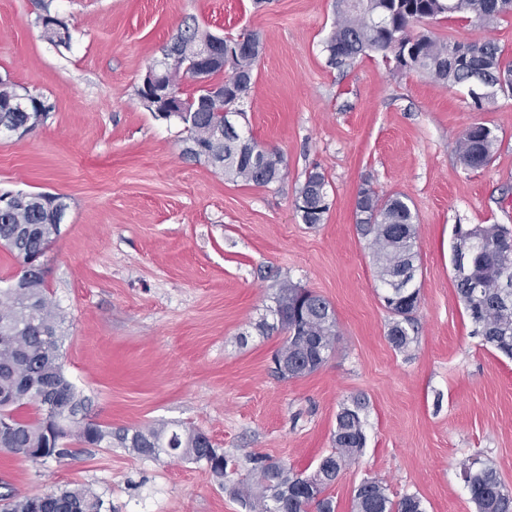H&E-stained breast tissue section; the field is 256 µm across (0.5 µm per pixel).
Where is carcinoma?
<instances>
[{
  "label": "carcinoma",
  "mask_w": 512,
  "mask_h": 512,
  "mask_svg": "<svg viewBox=\"0 0 512 512\" xmlns=\"http://www.w3.org/2000/svg\"><path fill=\"white\" fill-rule=\"evenodd\" d=\"M336 18L325 41L328 62L335 67L351 63L361 55L393 51L397 40L409 43L412 62L395 59L396 67L427 74L450 88L463 87L472 93L476 78L483 80L479 92L485 100H474L478 107L500 94L512 95V84L499 80L502 50L492 40L474 42L467 58L460 60L456 51L460 43L439 39L428 31H414L413 22L460 16L476 24H490L512 15V0H335ZM257 54L249 45L226 57L225 67L209 72L215 84L224 85V104L211 106L207 91L199 86L187 94L182 81L193 78L189 71L176 72L177 97L181 112L176 114L187 132V140L203 153L216 152L224 162V177L233 182L265 187L282 177L283 158L279 152L257 142L240 146L237 138L227 137L212 145L198 139L208 129L224 125L223 109H234L247 94L254 76ZM229 74H224V68ZM20 94L15 85L0 87V123L23 124L27 120L47 118L51 106L37 107V98L26 103V110L15 106ZM497 136L483 123L472 124L459 143L461 163L471 169L487 165L494 153ZM328 181L318 170L308 172L296 195V209L305 224H321L330 209ZM22 211L0 212V245L16 258L18 265L42 255L60 233L68 204L65 197L52 199L44 194L21 198ZM356 223L368 238L376 262L377 277L385 307L393 315L388 339L394 347L404 349L413 342L409 328L419 308V289L415 286L418 253L415 250L416 215L407 197L381 198L369 189L358 193ZM468 242L465 271L455 275L457 293L465 305L475 333L482 345L512 358V300L500 298L498 288L503 274L512 275V229L501 224H457L453 240ZM273 323L263 322L260 331H280L286 335L281 350L288 358L310 359L317 371L333 351L336 340V317L331 304L323 297L284 281L278 287L275 306L269 308ZM12 333L0 336V395L16 399L0 402V420L13 425L9 442L0 448H39L47 409L36 394L24 393L21 384L27 379H49L58 387L59 402L68 407L72 440L87 446L115 441L120 448L151 459L159 458V449L171 448L170 456L204 464L215 476L224 478L236 470V461L226 455L216 456L210 439L199 431L168 423L120 428L112 432L87 419L89 399L67 380L62 365V337L58 334L59 313L47 296L44 273H29L25 287L10 282L0 288V328ZM35 408V416L20 414L24 407ZM366 401L354 398L336 415L333 448L323 455L313 473L302 475L285 465L260 459L253 469L254 483L240 484L232 493L252 512H335L333 497L326 494L342 469L355 462L366 447L363 413ZM463 477L476 512H512V496L502 490L499 476L479 459L463 464ZM0 512H28L27 496L12 489L0 494ZM103 499L85 488L62 489L51 493L46 512H102ZM352 512H425L422 500L407 494L397 501L376 480L361 482L354 491Z\"/></svg>",
  "instance_id": "carcinoma-1"
}]
</instances>
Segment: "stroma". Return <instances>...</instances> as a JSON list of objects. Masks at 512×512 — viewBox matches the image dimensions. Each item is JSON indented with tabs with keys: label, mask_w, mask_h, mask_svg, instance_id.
I'll use <instances>...</instances> for the list:
<instances>
[{
	"label": "stroma",
	"mask_w": 512,
	"mask_h": 512,
	"mask_svg": "<svg viewBox=\"0 0 512 512\" xmlns=\"http://www.w3.org/2000/svg\"><path fill=\"white\" fill-rule=\"evenodd\" d=\"M65 19L69 47L42 36V11ZM335 0H0V75L52 104L34 131L0 139V193L48 192L68 204L47 254V288L64 318V373L106 427L179 424L239 462L206 466L122 448L67 445L35 464L0 449V485L30 494L85 486L107 512H246L232 487L250 458L310 474L332 448L336 415L362 395L367 445L328 493L351 512L358 484L426 512H475L461 464L478 458L512 495V359L483 347L454 284L453 228H512V96L475 108L466 93L382 54L329 65ZM254 33L262 53L243 100L244 131L283 157L267 187L226 180L183 153L177 122L153 117L137 89L185 25ZM439 38L494 40L512 64V16L479 26L425 22ZM498 137L492 161L464 167L463 133ZM329 182L323 224L295 207L310 170ZM407 196L417 215L416 340L387 337L359 191ZM325 297L337 338L324 365L290 380L272 359L284 335L257 324L281 282Z\"/></svg>",
	"instance_id": "obj_1"
}]
</instances>
